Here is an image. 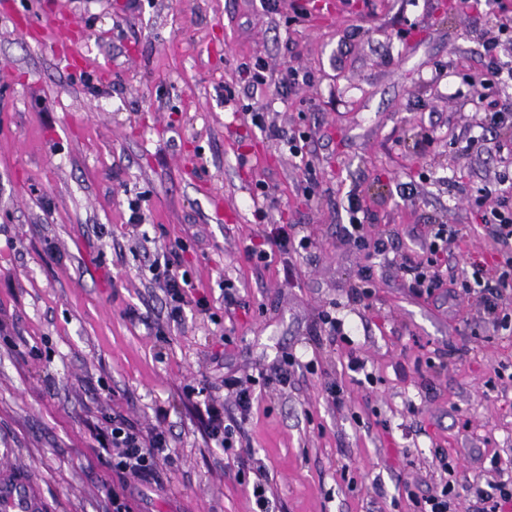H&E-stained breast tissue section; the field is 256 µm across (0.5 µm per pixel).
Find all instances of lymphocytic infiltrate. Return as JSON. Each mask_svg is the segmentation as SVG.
Wrapping results in <instances>:
<instances>
[{"mask_svg":"<svg viewBox=\"0 0 512 512\" xmlns=\"http://www.w3.org/2000/svg\"><path fill=\"white\" fill-rule=\"evenodd\" d=\"M512 35V25L499 21L493 35L484 44L487 62L483 70L472 75L470 84L480 85L487 91L497 89L504 80L512 79V72L504 71L497 60L498 47L502 36ZM470 202L482 211L481 219L485 231L499 247L500 260L494 274H487L480 264H471L469 271L457 280V295H474L484 314L495 328L512 329V310L504 303V295L512 289V207L500 203L486 206L482 191H472ZM458 232L445 224L433 225L427 245V257L418 258L404 253L400 256L399 269L411 291L420 297H431L442 288L444 279L437 268V257L447 250L448 243ZM153 277L162 282L165 293V307L170 323L181 324L187 306H195L198 312L208 310L205 298H191L194 284L187 273L181 272L180 265L172 259L154 260ZM295 355H282L275 374H259L246 378L231 377L224 387L234 400L236 416H229L223 405L213 401L205 402L202 415L205 419L210 440L224 450H233L237 436L243 435V426L248 421L255 401L261 393L276 387H286L291 370L296 365ZM110 431L106 435L112 460V470L121 478L149 481L154 478L160 464L167 458L168 434L162 427L142 431L121 412H113L109 419Z\"/></svg>","mask_w":512,"mask_h":512,"instance_id":"f902f5d3","label":"lymphocytic infiltrate"}]
</instances>
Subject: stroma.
Segmentation results:
<instances>
[{
    "mask_svg": "<svg viewBox=\"0 0 512 512\" xmlns=\"http://www.w3.org/2000/svg\"><path fill=\"white\" fill-rule=\"evenodd\" d=\"M115 2L0 0V468L27 473L46 512H112L119 479L97 429L116 410L143 428L162 411L171 459L157 484H132L131 512H254L184 389L224 403L226 377L270 372L285 352L309 360L332 306L349 341L324 342L321 367L293 369L244 426L281 512H412L409 493L446 479L440 450L459 482L512 481V334L476 296H413L391 256L341 237L354 194L370 236L403 252L453 225L447 278L493 262L468 195L512 200V125L482 135L481 89L462 81L484 64V0H344L330 15L311 0L302 16L299 0ZM61 16L71 67L29 36ZM258 62L269 82L255 99L243 68ZM291 71L309 82L285 85ZM279 131L305 135L301 156ZM270 224L317 246L258 265L245 247ZM169 251L209 302L178 328L149 270ZM367 265L374 292L353 300Z\"/></svg>",
    "mask_w": 512,
    "mask_h": 512,
    "instance_id": "35a3bbf8",
    "label": "stroma"
}]
</instances>
